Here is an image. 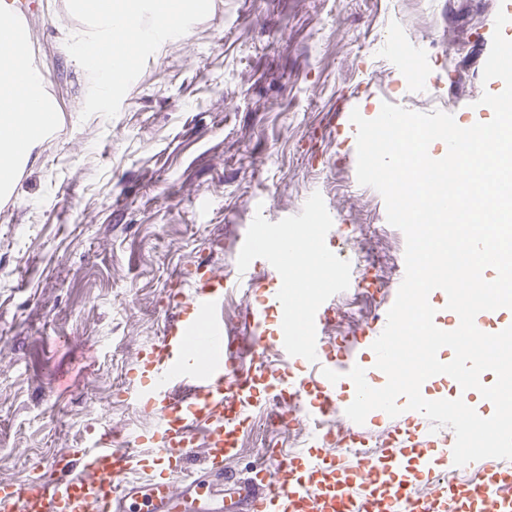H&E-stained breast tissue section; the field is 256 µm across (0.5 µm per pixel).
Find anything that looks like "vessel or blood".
I'll list each match as a JSON object with an SVG mask.
<instances>
[{"label": "vessel or blood", "mask_w": 512, "mask_h": 512, "mask_svg": "<svg viewBox=\"0 0 512 512\" xmlns=\"http://www.w3.org/2000/svg\"><path fill=\"white\" fill-rule=\"evenodd\" d=\"M265 264L277 283L270 299L287 303L280 286L288 275L285 251L268 252ZM223 288L222 276L207 269L196 274L191 293H170L163 339L139 358L152 377L142 399L159 414L152 454L113 447L111 432H103L95 447L53 457L37 477L1 484L0 512H176L190 502L197 512H512V460L476 467L462 484L444 478L425 495L417 481L399 480L409 465L417 480L430 479L455 439L426 425L412 438L388 439L378 456L346 461L324 445L274 466L253 465L231 488L212 483L209 476L223 471L239 429L225 424L224 403L231 386L243 381L221 328H197ZM180 337L187 338L190 357H175ZM177 378L193 380L192 402L173 397L169 387ZM197 460L201 468L192 469Z\"/></svg>", "instance_id": "vessel-or-blood-1"}]
</instances>
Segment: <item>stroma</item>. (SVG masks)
Segmentation results:
<instances>
[{
	"instance_id": "1",
	"label": "stroma",
	"mask_w": 512,
	"mask_h": 512,
	"mask_svg": "<svg viewBox=\"0 0 512 512\" xmlns=\"http://www.w3.org/2000/svg\"><path fill=\"white\" fill-rule=\"evenodd\" d=\"M34 2L26 32L58 121L0 194V483L34 477L106 428L151 449L157 416L138 400L150 376L136 355L158 342L167 293L199 261L224 271L212 318L253 371V328L277 334L263 302L274 282L242 245L271 225H315L335 254L334 283L311 297L338 325L315 337L369 368L370 341L351 338L396 295L406 239L382 195L357 181L356 126L333 133L327 118L346 99L367 119L389 102L489 121L490 109L458 103L448 85L462 71L474 99L503 90L475 65L493 0H210L186 13L182 34L141 50L134 78L104 97L71 51L72 33L95 27L63 0ZM360 224L375 228V271L391 279L380 296L346 285ZM264 376L320 385L296 347ZM265 413L262 402L252 409L225 472L245 475L277 440Z\"/></svg>"
}]
</instances>
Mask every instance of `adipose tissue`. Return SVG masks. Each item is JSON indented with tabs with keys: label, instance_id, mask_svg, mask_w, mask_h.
<instances>
[{
	"label": "adipose tissue",
	"instance_id": "obj_1",
	"mask_svg": "<svg viewBox=\"0 0 512 512\" xmlns=\"http://www.w3.org/2000/svg\"><path fill=\"white\" fill-rule=\"evenodd\" d=\"M135 0H101L94 21L98 37L79 42L74 53L88 62L104 79L105 86L116 81L118 67L110 52L112 34L122 29L131 50H138L142 37L135 21ZM44 80L33 68L25 37L0 25V170L18 169L23 159L42 135L57 106L41 95ZM311 238L307 231L284 233L271 230L257 243L258 251L287 247L290 271L296 276L297 288L306 291L322 283L321 269L309 252Z\"/></svg>",
	"mask_w": 512,
	"mask_h": 512
}]
</instances>
